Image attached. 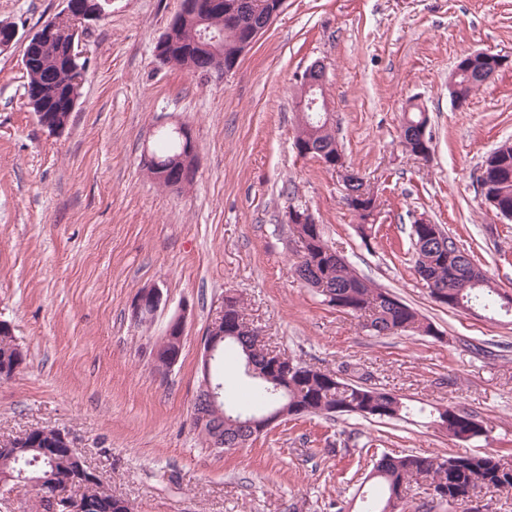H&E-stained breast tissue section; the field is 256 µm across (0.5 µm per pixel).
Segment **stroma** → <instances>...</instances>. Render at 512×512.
<instances>
[{
	"mask_svg": "<svg viewBox=\"0 0 512 512\" xmlns=\"http://www.w3.org/2000/svg\"><path fill=\"white\" fill-rule=\"evenodd\" d=\"M65 8L0 0V21L22 37ZM178 8L112 0L81 46L88 71L59 133L28 105L22 41L0 52V318L27 352L0 380V439L61 429L134 512H362L375 491L364 481L371 454L512 458V317L436 303L410 240L412 224L439 225L512 295V221L496 217L476 183L487 154L512 141V67L464 105L448 93L467 53L512 56V0H287L227 76L156 60ZM317 59L338 145L378 199L366 238L340 179L295 149L297 78ZM413 104L430 118L426 162L400 145ZM163 122L188 123L199 156L179 190L143 165ZM292 207L309 209L332 249L437 335H371L301 283ZM153 285L166 305L134 324L129 305ZM228 295L272 349L335 373L359 365L374 386L414 403L464 406L486 436L450 439L426 415L307 416L242 448H208L191 423L200 339ZM179 315L182 354L164 374L151 349Z\"/></svg>",
	"mask_w": 512,
	"mask_h": 512,
	"instance_id": "1",
	"label": "stroma"
}]
</instances>
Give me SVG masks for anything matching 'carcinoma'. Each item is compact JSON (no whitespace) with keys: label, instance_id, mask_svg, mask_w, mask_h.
Returning a JSON list of instances; mask_svg holds the SVG:
<instances>
[{"label":"carcinoma","instance_id":"carcinoma-1","mask_svg":"<svg viewBox=\"0 0 512 512\" xmlns=\"http://www.w3.org/2000/svg\"><path fill=\"white\" fill-rule=\"evenodd\" d=\"M207 26L214 31L225 28L224 9L214 0H202ZM200 27L193 22L182 23L177 30L178 44L175 50L184 52L198 42ZM27 83L26 95L38 122L50 115L54 125L64 127L71 115V105L78 102L86 74V63L67 65L46 55L41 61L25 65ZM428 118L418 105L405 118L401 138L404 150L416 156L421 151V141L415 132L426 126ZM298 135L313 140L317 152L312 157L322 158L321 152H339L333 123L320 121L317 113L308 112L301 117ZM160 147L157 157L168 159L181 153L182 140L170 127L159 130ZM483 179L487 180L498 169L507 171V176L497 183L495 198L498 204L512 208V148L496 149L483 161ZM300 236L309 238L307 252L299 257L295 265L297 277L308 284L323 283L336 293L334 306L354 316L365 315L371 320L373 333L377 335L418 333L427 336L436 334L433 325L410 305L402 302L384 288L376 287L361 277L344 259L328 260L331 247L324 239L319 224L298 225ZM410 239L415 253V272L427 275L445 286L448 299L471 309L493 307L501 297L484 270L477 266L470 256L461 250L455 239L447 237L442 242L425 239L423 225H411ZM244 318L240 301H235L224 312V326L236 327L234 335L224 339L217 362L214 365L212 381L220 387L217 415L206 401L193 404L208 413L210 419L204 428H195L203 443L211 445L212 438H224V442L240 440L244 443L257 439L253 431L244 425L253 415H264L279 410L289 417L348 416L361 418L379 424L403 420L414 412L404 398L392 391L375 386H365L360 381L344 378L330 371L304 365L288 374V381H278L268 371L263 349L255 346L254 337L239 328ZM24 356L22 347L14 335L0 333V365L14 355ZM253 366L250 390L253 400L249 409L229 403L225 399L227 380L225 369L233 365ZM432 423L449 438L469 441L479 438L485 432L482 421L472 412L459 405L434 408L430 412ZM49 434L40 430L26 432L16 440L21 442L19 453L0 451V475L10 478L7 490L22 492L27 483L35 479L60 481V478L85 464L66 453L43 452V443ZM367 479L375 481L381 488L379 497L369 499L363 512H387L393 494L400 490L409 491L415 485L444 490L443 503L448 508L456 506L455 497L459 492L485 489L489 492H512V467L507 468L503 459L487 453L464 456H423L414 453L390 455L380 458L373 465ZM87 496L96 499L101 512H127V501L112 495V491L100 480L85 483Z\"/></svg>","mask_w":512,"mask_h":512}]
</instances>
